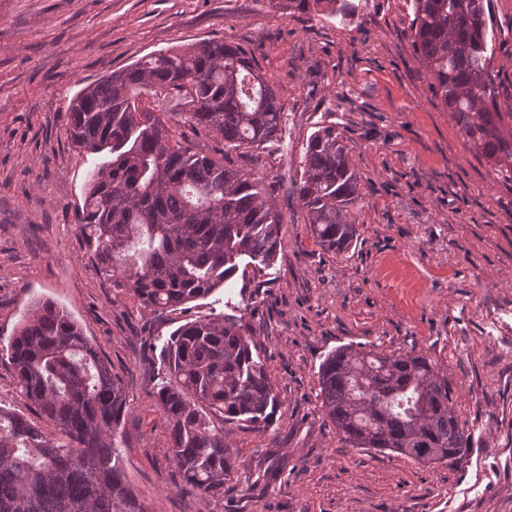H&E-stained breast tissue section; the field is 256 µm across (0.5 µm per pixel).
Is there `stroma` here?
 <instances>
[{
    "label": "stroma",
    "mask_w": 512,
    "mask_h": 512,
    "mask_svg": "<svg viewBox=\"0 0 512 512\" xmlns=\"http://www.w3.org/2000/svg\"><path fill=\"white\" fill-rule=\"evenodd\" d=\"M487 8L506 103L512 0ZM412 18V0H347L333 17L269 0H0V336L38 298L81 324L124 383L121 466L148 512H512V183L435 95ZM212 39L254 51L286 123L253 149L185 136L266 185L285 218L281 246L260 271L146 315L77 229L87 181L110 156L71 144L69 105L112 71ZM323 126L363 177L357 238L342 252L315 242L297 195ZM220 314L256 344L280 409L264 427L225 425L238 477L211 496L183 491L154 393L171 332ZM345 345L427 357L453 389L468 453L416 463L343 441L319 368Z\"/></svg>",
    "instance_id": "1"
}]
</instances>
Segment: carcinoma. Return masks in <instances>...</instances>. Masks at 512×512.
Instances as JSON below:
<instances>
[{
    "label": "carcinoma",
    "instance_id": "cac0c4a2",
    "mask_svg": "<svg viewBox=\"0 0 512 512\" xmlns=\"http://www.w3.org/2000/svg\"><path fill=\"white\" fill-rule=\"evenodd\" d=\"M337 2L285 0L284 9L333 16ZM413 3V45L436 96L512 182V109L502 111L491 75L485 0ZM138 86L176 92L185 111L151 110L131 95ZM285 116L254 53L224 41L148 55L80 90L68 137L83 151L110 149L112 161L89 178L77 223L112 286L131 292L146 313L176 311L223 286L241 258L271 260L284 217L262 181L192 151L172 129L202 128L237 150L275 140ZM302 168L297 193L315 241L346 249L362 177L336 127L310 136ZM0 357L39 416L65 437L0 406V512H147L118 466L124 385L82 327L38 299L0 338ZM159 357L169 383L155 398L185 490L220 494L238 473L239 455L211 415L225 424L271 422L279 401L266 367L237 322L222 316L182 324ZM319 384L327 415L355 448L419 463L468 452L448 379L424 356L344 346L320 366Z\"/></svg>",
    "mask_w": 512,
    "mask_h": 512
}]
</instances>
